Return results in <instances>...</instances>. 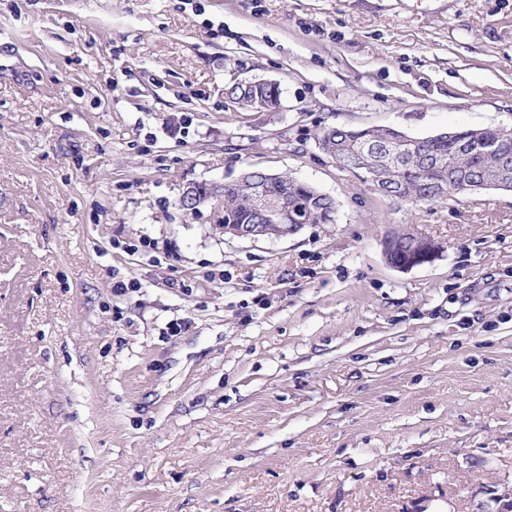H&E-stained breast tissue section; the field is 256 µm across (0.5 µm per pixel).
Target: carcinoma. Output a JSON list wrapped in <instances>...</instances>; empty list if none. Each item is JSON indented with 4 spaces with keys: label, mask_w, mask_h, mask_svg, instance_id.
Returning a JSON list of instances; mask_svg holds the SVG:
<instances>
[{
    "label": "carcinoma",
    "mask_w": 512,
    "mask_h": 512,
    "mask_svg": "<svg viewBox=\"0 0 512 512\" xmlns=\"http://www.w3.org/2000/svg\"><path fill=\"white\" fill-rule=\"evenodd\" d=\"M224 97L242 111H254L259 101L268 102L269 107L278 104L279 97L271 90L260 85L256 88H246L235 79L224 85ZM332 140L336 146L346 151L368 153V162L374 168L389 171L393 161L399 160L400 167L386 183V191L398 186L400 179H405L406 198L413 203L434 202L446 199L463 190L461 183L448 175V169L457 170L467 175L471 180H482L487 184L501 182L512 183V161H504L495 154H487L480 150L468 154L456 152L453 142L444 138H433L427 144L429 152L444 158L445 166L440 169L429 168L425 165L414 164L404 148H399V154H394V143L383 140L378 130L367 128L354 129L343 126H331ZM267 180V173L261 170H250L246 178L224 192V219L234 224H253L256 222V206L253 198V188ZM273 193L288 197V207L293 209L303 224L333 223L336 202L323 195L316 187L292 176L281 175V182L273 186ZM423 248L410 237L398 241L392 248L395 258L407 257Z\"/></svg>",
    "instance_id": "carcinoma-1"
}]
</instances>
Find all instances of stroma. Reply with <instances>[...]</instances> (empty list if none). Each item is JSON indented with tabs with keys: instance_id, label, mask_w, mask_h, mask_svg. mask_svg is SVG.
<instances>
[{
	"instance_id": "1",
	"label": "stroma",
	"mask_w": 512,
	"mask_h": 512,
	"mask_svg": "<svg viewBox=\"0 0 512 512\" xmlns=\"http://www.w3.org/2000/svg\"><path fill=\"white\" fill-rule=\"evenodd\" d=\"M232 75L280 108L235 111ZM331 125L512 126V0H0V512H472L512 484V191L383 197ZM248 169L334 223L179 207ZM403 229L437 258L389 265ZM241 178H246L222 194L211 193L207 202L225 197L224 209V236L236 238L259 239L275 236L285 239L295 235L302 228V224H331L333 223L336 202L323 195L316 187L287 174H281V182L273 185V193L286 195L288 201L281 199L271 201L266 193V186L255 188L254 198L257 208L269 224H255L256 206L253 198V188L267 180V172L261 170H248ZM270 182L280 178L279 174H268ZM288 207L293 209L300 223L288 224ZM232 224H226L225 221ZM269 226L276 230L271 232ZM271 232V233H270ZM270 233V234H269Z\"/></svg>"
}]
</instances>
